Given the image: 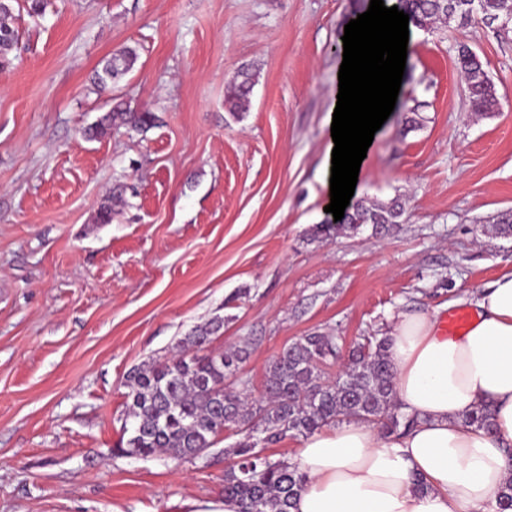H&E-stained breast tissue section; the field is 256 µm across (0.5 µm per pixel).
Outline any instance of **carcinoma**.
<instances>
[{
    "label": "carcinoma",
    "instance_id": "cac0c4a2",
    "mask_svg": "<svg viewBox=\"0 0 512 512\" xmlns=\"http://www.w3.org/2000/svg\"><path fill=\"white\" fill-rule=\"evenodd\" d=\"M11 0H0V67L18 46L20 33L12 23ZM398 10L409 22L428 29L438 22L468 25L480 14L503 28L512 25V0H398ZM137 54L130 48L116 51L97 73V87L117 85L133 68ZM457 65L464 74L471 109L489 112L496 103L478 55L459 47ZM252 89V78L234 86L227 97L229 109L242 111ZM150 111L131 112L117 105L86 131L90 138L112 132L115 126L142 130L155 123ZM402 208L396 201L357 203L338 224H320L316 237L355 236L362 228L388 233L399 224ZM223 322L212 320L195 327L178 344V351L162 361L132 370L126 382L128 433L119 451L143 459L165 455L174 460L194 459L213 447L226 431L239 440L224 449L229 460L224 472V495L238 500L244 512H290L303 490L306 476L284 459H273L267 447L288 436L308 437L345 419L374 425L386 438L398 436L415 424L396 398L388 359L389 337L365 336L349 352L343 373L326 379L322 366L336 359L340 337L324 333L301 336L269 363L263 397L254 399L243 387L226 386V379L246 361L249 350L210 348ZM492 410L480 408L465 417L469 426L489 430Z\"/></svg>",
    "mask_w": 512,
    "mask_h": 512
}]
</instances>
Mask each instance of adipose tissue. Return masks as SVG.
I'll return each mask as SVG.
<instances>
[{
  "label": "adipose tissue",
  "mask_w": 512,
  "mask_h": 512,
  "mask_svg": "<svg viewBox=\"0 0 512 512\" xmlns=\"http://www.w3.org/2000/svg\"><path fill=\"white\" fill-rule=\"evenodd\" d=\"M476 308L458 337L426 312L394 316V390L418 424L387 440L353 420L305 439L294 461L307 482L291 512H495L512 480V274L488 284ZM481 405L493 431L462 422Z\"/></svg>",
  "instance_id": "adipose-tissue-1"
}]
</instances>
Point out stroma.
I'll return each mask as SVG.
<instances>
[{"label":"stroma","mask_w":512,"mask_h":512,"mask_svg":"<svg viewBox=\"0 0 512 512\" xmlns=\"http://www.w3.org/2000/svg\"><path fill=\"white\" fill-rule=\"evenodd\" d=\"M15 15L0 70V512H193L224 499L220 436L202 457L119 453L124 383L220 317L248 343L253 397L312 332H387L401 311L472 309L512 272V30L414 29L361 199H400L389 235L312 239L344 27L370 0H44ZM495 85L472 112L459 44ZM137 53L113 94L92 77ZM254 77L245 110L227 96ZM153 127L91 139L115 102ZM418 115L420 126L406 130ZM113 196L112 221L95 220Z\"/></svg>","instance_id":"35a3bbf8"}]
</instances>
